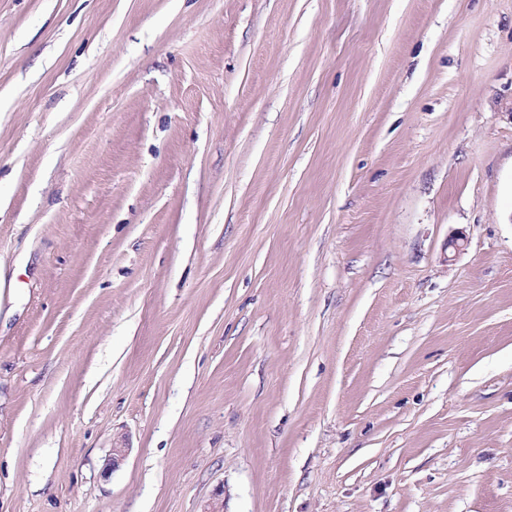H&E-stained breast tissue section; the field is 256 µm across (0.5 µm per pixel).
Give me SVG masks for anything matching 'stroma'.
<instances>
[{
    "label": "stroma",
    "mask_w": 512,
    "mask_h": 512,
    "mask_svg": "<svg viewBox=\"0 0 512 512\" xmlns=\"http://www.w3.org/2000/svg\"><path fill=\"white\" fill-rule=\"evenodd\" d=\"M219 488L512 512V0H0V512Z\"/></svg>",
    "instance_id": "35a3bbf8"
}]
</instances>
